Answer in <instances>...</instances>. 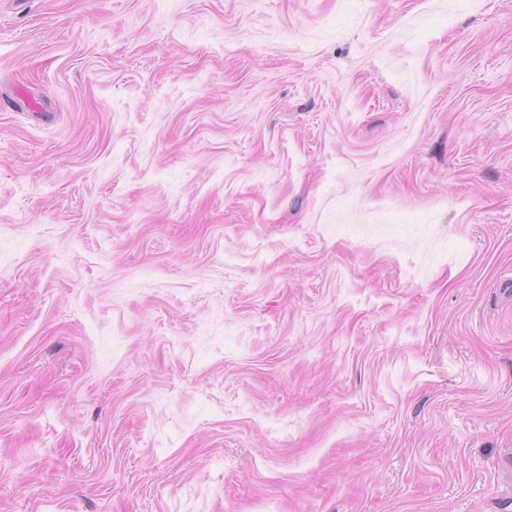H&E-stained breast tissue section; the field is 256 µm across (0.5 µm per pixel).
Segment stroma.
Returning <instances> with one entry per match:
<instances>
[{"mask_svg":"<svg viewBox=\"0 0 512 512\" xmlns=\"http://www.w3.org/2000/svg\"><path fill=\"white\" fill-rule=\"evenodd\" d=\"M0 512H512V0H0Z\"/></svg>","mask_w":512,"mask_h":512,"instance_id":"35a3bbf8","label":"stroma"}]
</instances>
